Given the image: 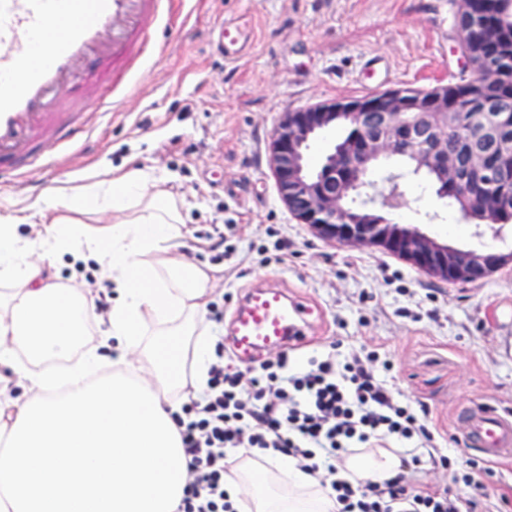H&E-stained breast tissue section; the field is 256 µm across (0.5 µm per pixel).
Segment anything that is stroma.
<instances>
[{"mask_svg": "<svg viewBox=\"0 0 512 512\" xmlns=\"http://www.w3.org/2000/svg\"><path fill=\"white\" fill-rule=\"evenodd\" d=\"M164 22L143 58L113 72L81 105L82 129L47 149L49 167L0 177V215L30 211L48 191H90L109 172L139 168L182 203L186 261L218 269L198 328L209 342L245 291L276 286L309 309L297 362L336 350L359 354L400 400L424 403L441 452L467 468L476 455L455 421L472 403L512 412V263L490 277L446 284L374 248L317 238L280 201L269 144L281 115L388 89L428 90L462 73L453 0H162ZM245 47L225 59L220 25ZM398 221L462 248L512 250L501 234L460 231L462 216L433 191H406ZM220 311L223 319L211 318ZM424 483L463 496L489 494L512 512V459L489 463L474 489L447 470Z\"/></svg>", "mask_w": 512, "mask_h": 512, "instance_id": "1", "label": "stroma"}]
</instances>
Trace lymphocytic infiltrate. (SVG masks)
I'll return each instance as SVG.
<instances>
[{
  "label": "lymphocytic infiltrate",
  "instance_id": "lymphocytic-infiltrate-1",
  "mask_svg": "<svg viewBox=\"0 0 512 512\" xmlns=\"http://www.w3.org/2000/svg\"><path fill=\"white\" fill-rule=\"evenodd\" d=\"M181 410L186 481L175 512H240L224 483L232 449L257 460L287 457L319 480L336 512H488L486 496H453L421 482L422 464L455 467L434 445L428 408L400 402L356 356L342 363L332 353L313 356L297 368L283 354L247 379L225 370L218 344L203 401ZM393 440L421 447L402 458L403 474L365 484L338 477L347 457Z\"/></svg>",
  "mask_w": 512,
  "mask_h": 512
}]
</instances>
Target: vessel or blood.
<instances>
[{"label":"vessel or blood","instance_id":"b4317fda","mask_svg":"<svg viewBox=\"0 0 512 512\" xmlns=\"http://www.w3.org/2000/svg\"><path fill=\"white\" fill-rule=\"evenodd\" d=\"M161 22L160 0H0V176L42 160L48 144L78 131L75 113L52 101L61 81L78 76L97 88ZM20 46L35 63H21ZM306 312L282 289L251 288L233 313L231 344L250 357L299 344ZM463 433L486 459L512 455V419L496 408L469 407Z\"/></svg>","mask_w":512,"mask_h":512}]
</instances>
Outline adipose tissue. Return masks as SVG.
Segmentation results:
<instances>
[{
    "label": "adipose tissue",
    "instance_id": "obj_1",
    "mask_svg": "<svg viewBox=\"0 0 512 512\" xmlns=\"http://www.w3.org/2000/svg\"><path fill=\"white\" fill-rule=\"evenodd\" d=\"M150 174L133 168L103 180L87 198L45 199L27 215L0 217V279L15 289L0 295V391L11 378L28 381L26 401L0 418V512H174L185 486L183 445L170 399L182 386L158 350L143 345L145 319L178 346L194 388L204 387L208 341L196 319L214 268L184 261L181 205ZM112 209L105 232H90L80 216ZM31 225L30 235L17 232ZM72 255L96 259L114 297L105 339L114 343L113 368L94 384L86 368L103 358L88 352L64 375L70 394L51 392L54 375L29 362L67 357L91 304L79 289H66L45 274L43 260ZM29 361L21 363L16 348ZM355 480H382L400 469L384 448L346 460ZM228 486L249 485L247 512H332L334 502L317 480L287 458L270 464L243 460Z\"/></svg>",
    "mask_w": 512,
    "mask_h": 512
}]
</instances>
